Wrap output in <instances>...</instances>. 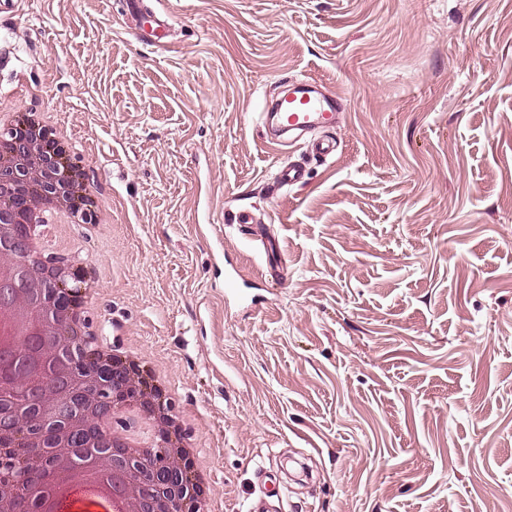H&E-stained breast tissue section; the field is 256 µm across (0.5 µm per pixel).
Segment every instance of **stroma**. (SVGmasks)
Segmentation results:
<instances>
[{
    "label": "stroma",
    "instance_id": "1",
    "mask_svg": "<svg viewBox=\"0 0 512 512\" xmlns=\"http://www.w3.org/2000/svg\"><path fill=\"white\" fill-rule=\"evenodd\" d=\"M107 0L0 16V109L65 117L108 225L62 235L103 274L92 327L167 374L224 512L259 471L282 512H512V0ZM345 108L335 159L277 150L288 81ZM302 165L304 182L276 171ZM277 237L275 299L224 307L219 249Z\"/></svg>",
    "mask_w": 512,
    "mask_h": 512
}]
</instances>
